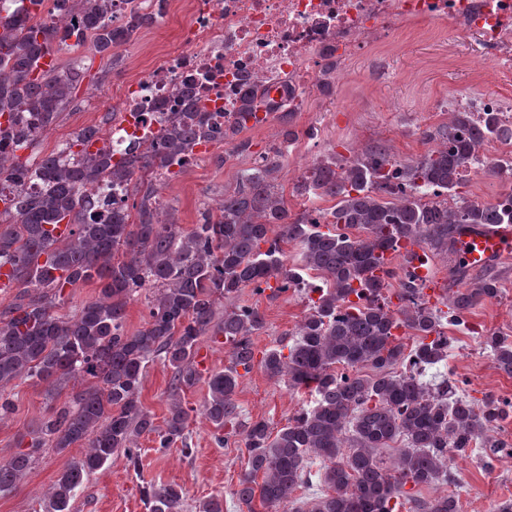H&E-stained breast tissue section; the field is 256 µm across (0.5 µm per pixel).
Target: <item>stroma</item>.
<instances>
[{"instance_id": "stroma-1", "label": "stroma", "mask_w": 512, "mask_h": 512, "mask_svg": "<svg viewBox=\"0 0 512 512\" xmlns=\"http://www.w3.org/2000/svg\"><path fill=\"white\" fill-rule=\"evenodd\" d=\"M186 11H178L167 26L142 30L116 51L114 60L87 58L85 49L65 48L57 58L62 67L80 65L84 75L72 101L60 113L52 130L43 136L38 152L48 153L86 126L108 128V120L119 106L117 87L149 62L155 51L174 44L176 30L186 24ZM482 46L477 36L457 41L438 37H402L386 49L354 58L334 76L332 95H315L308 112L296 113L297 129L316 125L322 133V153L351 157L375 143L384 144L393 158L406 163L420 158L432 147L424 133L448 123L450 112L444 105L449 95H474L480 90L468 66L478 58ZM224 154L223 144H214L208 158L185 166L166 179L162 201L173 211L182 228H190L198 211L214 206L232 191L249 157L217 164ZM501 285L497 298L478 305L466 325L448 327L451 355L448 377L463 393L482 398L491 393L512 399V376L491 366L483 345L489 335L512 337V255L493 267ZM239 302L257 306L266 319L265 330L253 336L255 354L269 348L292 344V334L307 311L304 295L286 292L278 296L244 289ZM171 371L162 363L150 365L141 390L143 405L152 412L156 424L168 413ZM44 385L28 381L13 387L16 410L0 419V457L18 450V443L36 419L44 414ZM205 381L183 389L181 399L190 408L189 435L193 452L183 456L179 448L161 453L156 437L141 435L138 468L128 467L118 457L92 474L72 501V512H146L141 489L149 484H177L186 491L182 512H201L202 502L212 496L224 498V512H242L235 492L245 470L247 453L240 436L232 435L224 445L213 440L214 427L202 412L207 397ZM236 400L243 418H262L272 429L285 426L310 396L288 389L270 379L261 367L242 377ZM83 453L81 447L63 451L48 448L24 480L11 493L0 494V512H47L50 492L60 472ZM458 481L426 488L434 496H458L461 512H495L502 501L512 499V457L496 458L483 467L478 453L456 459Z\"/></svg>"}]
</instances>
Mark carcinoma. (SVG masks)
<instances>
[{
    "mask_svg": "<svg viewBox=\"0 0 512 512\" xmlns=\"http://www.w3.org/2000/svg\"><path fill=\"white\" fill-rule=\"evenodd\" d=\"M54 2L79 23L62 28L41 20L44 0L0 14V115L25 112L34 120L0 144V177L30 175L42 182L0 214V269L10 268L18 288L0 310V419L16 409L4 395L14 381L45 384L49 402L28 433L27 449L0 458V494L12 492L46 448L86 445L54 484L50 512H68L77 489L118 455L138 466L143 434H156L159 452L179 443L182 454L191 455L190 415L181 401L172 400L161 427L140 394L155 360L172 370V391L195 385L199 344L210 335L224 337L230 358L206 377L203 413L216 443L231 433L242 436L247 464L236 491L240 503L249 507L258 498L276 510L290 506L318 463L327 492L308 512H460L456 497H429L422 489L450 481L451 459L468 456L476 444L500 447L492 432L512 403L493 394L471 398L444 375L423 376L448 364L452 338L444 328L465 324L477 305L496 298L498 277L488 274L430 304L409 273L391 289L387 254L402 238L448 247L465 225L512 224V195L448 206V198H461L465 171L484 162L481 145L512 142V126L491 113L478 124L473 113L455 112L448 124L425 132L436 146L417 161L397 162L386 147L372 146L344 163L314 162L296 191L305 192L311 181L335 199L322 223L288 208L276 183L285 156L273 146L186 231L163 205L162 185L138 172L184 167L200 140L247 152L250 143L239 135L263 101L245 92L237 118L222 132L204 112H175L158 146L116 164L105 147L72 152L69 163L54 151L35 164L23 161L18 151L37 146L78 84L77 70L44 71L41 58L73 46L104 59L154 22L151 14L132 12L123 24H112V0ZM335 73L336 61L326 59L317 78L322 93L333 92ZM294 116H278L282 143L299 138ZM113 186L140 196L135 213L116 208L102 222L86 214L82 193ZM54 224L70 229L55 237L48 229ZM287 243L301 250V266L287 264ZM306 272L321 285L298 292L317 298L310 299L288 349L266 350L260 365L289 388L309 391L314 401L274 433L263 419L241 420L235 401L240 378L254 366L251 337L265 329V317L247 304L224 310L220 319L217 314L243 288L261 293L274 279L275 292H286ZM92 280L99 283L97 295L73 315L58 313L66 287ZM146 288L154 289L148 318L128 333L126 307ZM402 330L415 336L414 345L406 346ZM483 344L497 368L512 376V342L492 335ZM79 379L93 384L58 402ZM388 449L395 454L387 462ZM142 496L149 512H181L185 490L148 485Z\"/></svg>",
    "mask_w": 512,
    "mask_h": 512,
    "instance_id": "1",
    "label": "carcinoma"
}]
</instances>
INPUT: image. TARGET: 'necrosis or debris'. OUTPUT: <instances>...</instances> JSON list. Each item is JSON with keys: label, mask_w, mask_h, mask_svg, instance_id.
<instances>
[{"label": "necrosis or debris", "mask_w": 512, "mask_h": 512, "mask_svg": "<svg viewBox=\"0 0 512 512\" xmlns=\"http://www.w3.org/2000/svg\"><path fill=\"white\" fill-rule=\"evenodd\" d=\"M177 45L117 90L107 139L113 160L145 146L190 105L224 127L241 93L306 111L326 52L346 63L420 22L427 34L477 35L482 71L512 61V0H187Z\"/></svg>", "instance_id": "obj_1"}]
</instances>
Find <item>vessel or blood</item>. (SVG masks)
Wrapping results in <instances>:
<instances>
[{
  "instance_id": "1",
  "label": "vessel or blood",
  "mask_w": 512,
  "mask_h": 512,
  "mask_svg": "<svg viewBox=\"0 0 512 512\" xmlns=\"http://www.w3.org/2000/svg\"><path fill=\"white\" fill-rule=\"evenodd\" d=\"M455 258L466 271L487 268L512 254V225L489 224L464 227L454 241ZM394 255L405 263L419 285L428 295L437 292V279L428 265L423 245L403 238L397 243Z\"/></svg>"
}]
</instances>
